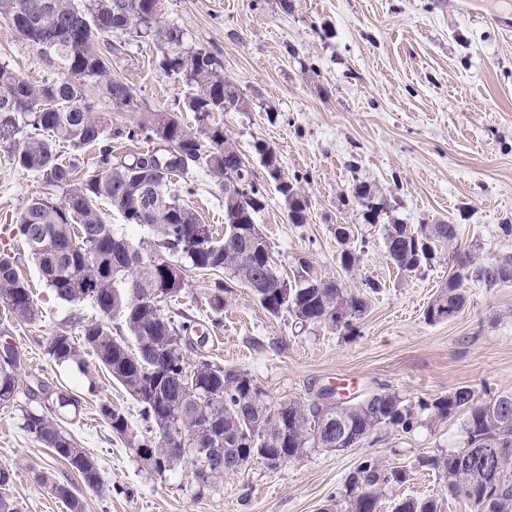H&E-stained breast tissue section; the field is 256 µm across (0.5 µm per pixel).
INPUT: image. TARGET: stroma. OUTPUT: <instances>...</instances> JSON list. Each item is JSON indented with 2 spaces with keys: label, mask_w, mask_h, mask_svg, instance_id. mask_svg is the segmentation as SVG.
Here are the masks:
<instances>
[{
  "label": "stroma",
  "mask_w": 512,
  "mask_h": 512,
  "mask_svg": "<svg viewBox=\"0 0 512 512\" xmlns=\"http://www.w3.org/2000/svg\"><path fill=\"white\" fill-rule=\"evenodd\" d=\"M158 14L184 30L187 45L221 60L225 77L248 98V108L213 119L259 183L269 181L254 148L263 141L310 202L301 225L289 222L274 192L257 216L281 274L303 257L349 291H361L369 279L382 284L356 334L344 336L271 315L248 289L225 280L224 313L219 325L208 326L203 354L249 372L273 400L313 399L331 386L347 400L387 388L414 404L462 386L481 398L512 390V282L492 289L467 283L465 308L430 324L423 311L447 280V263L401 272L386 259L382 239L383 225L394 221L448 220L457 224L462 247L481 258L512 253V237L499 233L500 225L512 224V31L499 22L512 15V0H159ZM110 41L112 66L135 98L134 108L113 113V120L149 126L168 112L193 125L192 113L181 108L188 88L161 70L159 44L121 34ZM0 62L35 84L53 75L36 46L3 19ZM357 181L388 199L391 209L379 224L364 223L351 195ZM59 195L0 154V253L15 258L41 312L40 320L24 323L0 302V344L18 350L20 383L37 378L80 395L77 414L64 425L96 459L104 488L85 486L20 429L19 408L27 403L21 395L17 407L0 409V465L12 474L0 495L20 512H69L38 482L42 473L68 484L84 512H320L366 455L409 474L384 488L380 512H395L409 497L434 499L438 512H477L419 464L465 448L460 413L409 433L380 428L358 448H310L275 469L258 459L201 493L184 466L160 477L141 470L132 451L146 429L139 404L106 371L88 378L56 366L46 353L55 330L76 317H96L90 303L54 295L15 233L28 200ZM184 202L202 223L223 230L224 194L205 173H197L196 192ZM340 224L368 242L349 270L338 261ZM181 274L183 290L164 301V312L205 319L214 275L191 268ZM104 402L125 415L126 437L101 417Z\"/></svg>",
  "instance_id": "1"
}]
</instances>
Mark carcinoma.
Here are the masks:
<instances>
[{
    "instance_id": "carcinoma-1",
    "label": "carcinoma",
    "mask_w": 512,
    "mask_h": 512,
    "mask_svg": "<svg viewBox=\"0 0 512 512\" xmlns=\"http://www.w3.org/2000/svg\"><path fill=\"white\" fill-rule=\"evenodd\" d=\"M40 0H0V16L12 23L26 39L39 46L41 59L55 69V77L35 85L0 63V153L17 169L35 175L44 185L59 189L62 196L33 198L20 215L17 233L26 242L48 288L67 303L88 301L98 319L72 321L80 341L64 329L48 339L46 353L57 364H74L89 376L82 355L88 351L99 368L108 372L142 406L148 435L134 444L141 468L158 476L176 464L190 469L198 490L224 480V464L204 470L196 462L235 454L246 459L280 463L301 456L308 448H353L374 430L392 426L409 433L421 425V415L439 423L458 412L466 415L467 448L446 457L430 456L420 464L442 474L448 493L463 497L478 512H512V391L487 399L476 397L469 387L457 388L418 406L399 393L381 389L374 393L381 403L380 417L370 413L365 399L341 406H328L318 399L273 402L256 386L252 376L237 368H226L200 355L189 360L187 352L203 346L206 337L192 339L194 326L179 321L148 303L160 286L168 297L180 295L182 284L168 277V253L180 263L200 271H224L229 279L251 290L270 314L288 313L303 325L331 332L356 331L368 309L365 293L348 291L341 281L327 278L309 261L295 267L289 287H278L281 274L267 263L272 246L258 228L257 215L265 209V188L250 166L237 175L236 196L224 198V234L215 236L209 224L183 204L180 195L195 192L188 176L192 167L204 170L224 187V159H233L238 149L212 114L225 111L224 102L243 103L239 86L224 78L215 55L203 48H185L184 32L175 24L158 20V0H52L53 9L38 8ZM148 38L161 43L160 67L182 77L189 87L183 109L193 113L196 128L182 124L163 112L153 125L116 124L99 109L104 100L117 110L134 106L132 90L112 72L109 56L98 50V42L112 34ZM92 87L96 96L87 93ZM155 138L167 141L182 155V163L147 170L141 160H115L112 141L136 142ZM74 151L87 146L98 150L92 166L78 175L79 162L60 160L59 145ZM255 149L268 175L281 171L276 152L266 143ZM292 224L308 220L309 200L297 183L286 180L277 189ZM145 193L157 196L156 206L142 214L137 203ZM352 197L363 207L367 224L379 223L381 213L391 209L381 198L374 200L363 183L354 186ZM106 200L127 226L146 228L152 240H134L119 232L97 209ZM458 237L457 225L386 224L383 239L387 259L404 273H416L441 260L445 246ZM341 245L339 260L346 269L361 260L363 247L349 246V230L336 235ZM451 275L424 309L427 323L449 320L464 308L465 281L488 288L512 281V254L492 262L471 250L448 253ZM0 301L20 321L39 320V309L29 285L22 279L14 259L0 254ZM208 306L216 326L224 312V280L214 281ZM119 319L134 339L136 350L123 337L112 336L110 322ZM19 352L0 359V409L16 404L20 384ZM34 406L21 409L20 428L49 448L89 488L103 489L97 461L62 425L63 416L78 410L77 395L62 386L38 382L25 386ZM113 432L124 435L126 417L112 406H99ZM194 449L193 457L181 449ZM484 453L495 457L492 477L467 461ZM406 471L387 469L374 456H364L347 475L341 488L329 495L321 512H378L383 487L407 481ZM37 480L55 497L65 501L70 512H82V504L68 485L40 474ZM395 512H437L431 498H408Z\"/></svg>"
}]
</instances>
